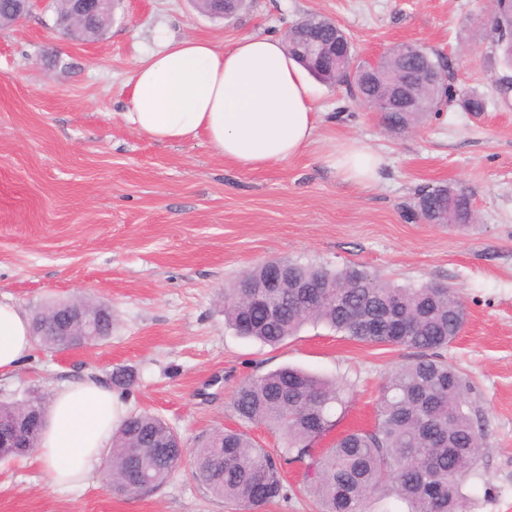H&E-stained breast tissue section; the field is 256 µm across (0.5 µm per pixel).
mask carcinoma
Returning <instances> with one entry per match:
<instances>
[{
    "instance_id": "1",
    "label": "carcinoma",
    "mask_w": 512,
    "mask_h": 512,
    "mask_svg": "<svg viewBox=\"0 0 512 512\" xmlns=\"http://www.w3.org/2000/svg\"><path fill=\"white\" fill-rule=\"evenodd\" d=\"M512 29V0H494L490 16L491 42L512 66V43L503 30ZM323 38L342 36L333 20L309 15L288 30V51L301 60L297 42L305 31ZM420 46L398 45L390 51L388 80L397 82L403 66L418 84L419 107L414 112L388 110L379 88L370 83L349 87L356 98L372 103L394 132L410 129L440 106L443 92L426 81L429 65L446 67L442 57ZM316 78L338 84L341 76L325 63L310 68ZM448 102L467 112H483L478 94L459 95L448 89ZM455 207L448 225L476 221L470 195L456 187L423 189L417 216L442 208L448 191ZM285 276L277 288L267 287L268 266H256L224 289V321L245 337L275 346L306 324L324 325L368 345L406 347L417 352L414 361L393 371L382 385L373 428L350 431L314 455L319 433L335 425L336 407L345 404V387L334 380L293 367H282L239 384L232 399L243 423H262L285 438L275 457L258 447L241 429L212 433L194 453L192 476L216 497L243 503L261 512L283 496V465L299 462L312 476L310 493L320 512H365L374 498H396L406 512H460L461 482L479 475L484 445L483 417L470 400L471 387L463 374L439 352L462 332L465 308L453 287L437 282L399 285L356 264L329 268L282 261ZM326 279L333 284L319 298L302 284ZM34 343L45 350L62 348L59 337L40 315L31 320ZM185 448L179 436L160 417L149 412L128 415L115 432L107 471L108 490L117 495L150 493L179 467Z\"/></svg>"
}]
</instances>
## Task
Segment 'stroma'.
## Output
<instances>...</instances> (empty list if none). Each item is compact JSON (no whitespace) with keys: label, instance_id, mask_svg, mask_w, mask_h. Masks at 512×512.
Here are the masks:
<instances>
[{"label":"stroma","instance_id":"stroma-1","mask_svg":"<svg viewBox=\"0 0 512 512\" xmlns=\"http://www.w3.org/2000/svg\"><path fill=\"white\" fill-rule=\"evenodd\" d=\"M492 0H251L231 20L193 0H119L96 38L61 36L54 4L0 29V301L26 314L75 297L112 310V335L78 351L34 349L0 401L50 400L57 386L133 369L127 412L158 414L181 437L182 463L156 491L117 496L101 477L66 491L45 486L32 457L0 461V512H248L191 476L214 431L238 427L243 381L289 365L345 384L337 424L316 443L375 423L380 387L413 350L362 344L306 325L269 347L224 324V289L269 260L358 264L399 284L456 288L467 313L445 350L469 379L485 420L481 476L467 477L462 512H512V104L498 92L512 67L493 62ZM329 17L365 62L399 44L446 56L458 91L489 100L472 114L449 104L392 133L344 86L314 82L317 140L296 158L247 170L205 139L158 143L124 112L140 58L164 39L228 45L281 36L307 15ZM357 138L386 165L353 187L326 163ZM452 185L478 221L449 229L417 218L421 189ZM305 469L284 468V496L264 512H317Z\"/></svg>","mask_w":512,"mask_h":512}]
</instances>
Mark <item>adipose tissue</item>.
<instances>
[{
    "label": "adipose tissue",
    "mask_w": 512,
    "mask_h": 512,
    "mask_svg": "<svg viewBox=\"0 0 512 512\" xmlns=\"http://www.w3.org/2000/svg\"><path fill=\"white\" fill-rule=\"evenodd\" d=\"M304 69L281 38L245 35L222 47L185 37L140 60L128 118L159 143L204 138L225 161L257 169L297 157L317 136V114ZM330 167L344 183L367 187L383 156L356 139L335 144ZM33 348L21 309L0 301V379L10 378ZM124 416L111 388L86 379L59 387L34 459L52 487H74L97 474Z\"/></svg>",
    "instance_id": "adipose-tissue-1"
}]
</instances>
